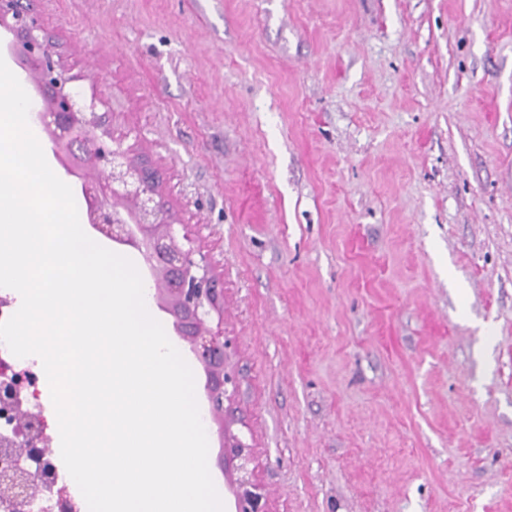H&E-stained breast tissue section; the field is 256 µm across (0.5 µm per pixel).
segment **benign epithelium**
Returning a JSON list of instances; mask_svg holds the SVG:
<instances>
[{
  "label": "benign epithelium",
  "instance_id": "7a95c632",
  "mask_svg": "<svg viewBox=\"0 0 512 512\" xmlns=\"http://www.w3.org/2000/svg\"><path fill=\"white\" fill-rule=\"evenodd\" d=\"M9 36L5 47L26 73L35 89L30 112L47 133L53 155L64 173L77 180L85 200L88 224L99 234L136 249L154 279V299L172 317L177 336L190 345L202 365L204 389L215 416L224 415V401L234 384L225 370L220 293L208 275L204 254L194 246L185 225L167 209L153 172L144 158L133 156L130 146L115 141L111 146L100 137H112L102 128L96 112L99 99L89 98L72 86L74 76L61 63L55 43L38 14L23 0H0V33ZM218 314L211 326L212 313ZM35 387L30 373L0 370V456L15 457L10 473L0 475V486L9 492L19 509L32 504V488L52 489L55 466L15 426L12 412L15 396ZM222 455L239 461L234 480V512H264L262 495L254 490L245 444L220 426ZM34 460L33 470L24 463Z\"/></svg>",
  "mask_w": 512,
  "mask_h": 512
}]
</instances>
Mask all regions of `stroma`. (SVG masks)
<instances>
[{
	"instance_id": "1",
	"label": "stroma",
	"mask_w": 512,
	"mask_h": 512,
	"mask_svg": "<svg viewBox=\"0 0 512 512\" xmlns=\"http://www.w3.org/2000/svg\"><path fill=\"white\" fill-rule=\"evenodd\" d=\"M218 287L266 512H512V0H35Z\"/></svg>"
}]
</instances>
